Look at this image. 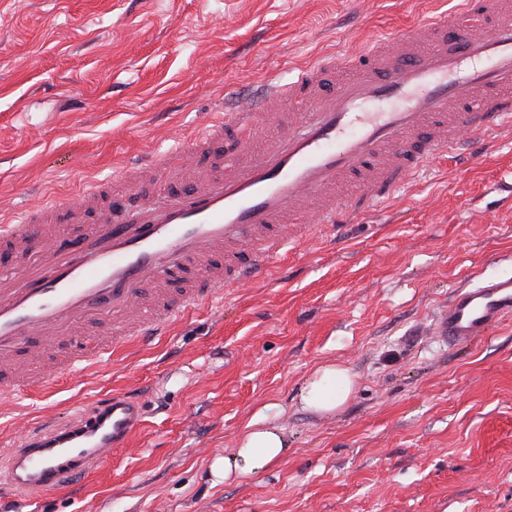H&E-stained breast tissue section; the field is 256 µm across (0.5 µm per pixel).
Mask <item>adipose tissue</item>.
<instances>
[{
  "mask_svg": "<svg viewBox=\"0 0 512 512\" xmlns=\"http://www.w3.org/2000/svg\"><path fill=\"white\" fill-rule=\"evenodd\" d=\"M353 380L348 370L328 363L315 369L300 392L303 405L320 414L336 412L350 397ZM288 453V439L274 426L254 421L248 426L239 445L224 457V476L260 475Z\"/></svg>",
  "mask_w": 512,
  "mask_h": 512,
  "instance_id": "obj_1",
  "label": "adipose tissue"
}]
</instances>
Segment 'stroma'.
Listing matches in <instances>:
<instances>
[{"label":"stroma","instance_id":"obj_1","mask_svg":"<svg viewBox=\"0 0 512 512\" xmlns=\"http://www.w3.org/2000/svg\"><path fill=\"white\" fill-rule=\"evenodd\" d=\"M453 5L0 0V210L73 193L127 153L169 150L261 83ZM501 276H512V133L314 233L167 335L0 396V440L17 418L62 421L115 390L147 411L130 447L24 512H512V320L464 348L431 334L456 287ZM326 363L354 381L331 415L299 401ZM258 419L284 430L287 456L224 480L219 463Z\"/></svg>","mask_w":512,"mask_h":512}]
</instances>
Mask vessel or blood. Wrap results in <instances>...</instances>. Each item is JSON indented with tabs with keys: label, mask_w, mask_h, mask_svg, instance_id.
Segmentation results:
<instances>
[{
	"label": "vessel or blood",
	"mask_w": 512,
	"mask_h": 512,
	"mask_svg": "<svg viewBox=\"0 0 512 512\" xmlns=\"http://www.w3.org/2000/svg\"><path fill=\"white\" fill-rule=\"evenodd\" d=\"M512 131V0H457L445 17L355 51L326 52L288 83L237 100L169 151L0 221V394L46 387L28 362L82 337L84 371L187 308L262 275L316 229L375 211L441 155ZM512 316V278L453 291L433 333L477 343ZM122 392L66 423L43 417L0 448L16 507L96 472L144 424Z\"/></svg>",
	"instance_id": "obj_1"
}]
</instances>
